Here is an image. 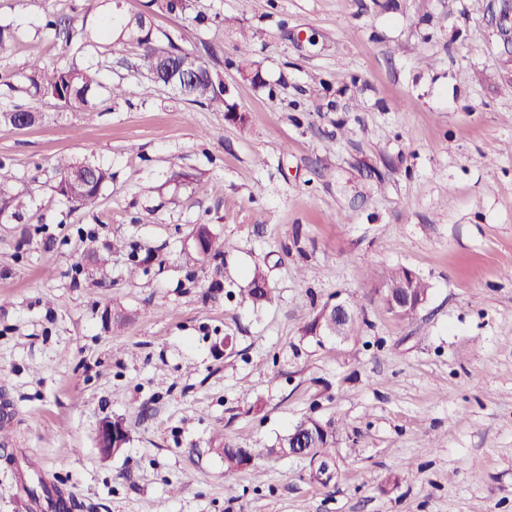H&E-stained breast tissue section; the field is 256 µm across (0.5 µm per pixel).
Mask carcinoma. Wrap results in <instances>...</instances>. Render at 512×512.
I'll return each instance as SVG.
<instances>
[{
	"label": "carcinoma",
	"mask_w": 512,
	"mask_h": 512,
	"mask_svg": "<svg viewBox=\"0 0 512 512\" xmlns=\"http://www.w3.org/2000/svg\"><path fill=\"white\" fill-rule=\"evenodd\" d=\"M155 5L168 13L185 14L192 9L191 0H152ZM125 32L130 42L135 43L143 51L142 61L145 69H151L154 60L160 56L167 58L189 55V52L167 38L168 47L159 48L153 44L152 33L145 28L143 17L137 16L125 24ZM201 69L200 76L183 98L189 102L210 106L216 112L224 111L227 98L224 94V80L221 74L211 70L202 62V57L194 55ZM26 90L36 96L51 97L62 106L84 117L94 115L97 111L95 92L102 87L98 70L91 66L78 68L75 66L48 65L35 59L28 65L24 75ZM59 175L57 192L63 196L75 210L95 206L101 189L112 181L110 169L93 161H73L60 159L56 164ZM14 175L11 169L0 162V219L20 220L28 207L27 196L11 188ZM125 247L121 240L113 241L104 251L89 248L95 265L103 269L110 261L114 251ZM246 297L255 306H261L271 300L266 273L257 265L252 272ZM336 421L326 422L313 417H304L297 422L285 437L278 440L272 448H230L220 449L224 455L225 472L233 473L252 461L270 455L288 457L291 454V437L302 434L307 439L309 460L322 465L335 460L336 453ZM29 496L43 504V512H65V505L60 488L46 482L39 474H30L27 478Z\"/></svg>",
	"instance_id": "cac0c4a2"
}]
</instances>
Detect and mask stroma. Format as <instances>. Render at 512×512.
Segmentation results:
<instances>
[{
  "instance_id": "stroma-1",
  "label": "stroma",
  "mask_w": 512,
  "mask_h": 512,
  "mask_svg": "<svg viewBox=\"0 0 512 512\" xmlns=\"http://www.w3.org/2000/svg\"><path fill=\"white\" fill-rule=\"evenodd\" d=\"M0 0V74L93 66L126 93L93 120L0 89V161L30 207L0 220V512H26L16 461L77 512H512V0ZM206 53L245 116L149 81L138 46L76 50L46 15ZM247 45L257 78L242 76ZM112 172L92 210L55 189L57 158ZM220 255L183 253L196 225ZM125 243L105 270L88 244ZM272 300L245 298L254 266ZM137 277H129L131 267ZM405 266L430 284L409 317L377 291ZM348 341L302 335L333 298ZM333 419L336 479L275 456L225 475L219 449L273 445ZM129 440L101 460L103 418ZM401 472L398 485L389 475Z\"/></svg>"
}]
</instances>
